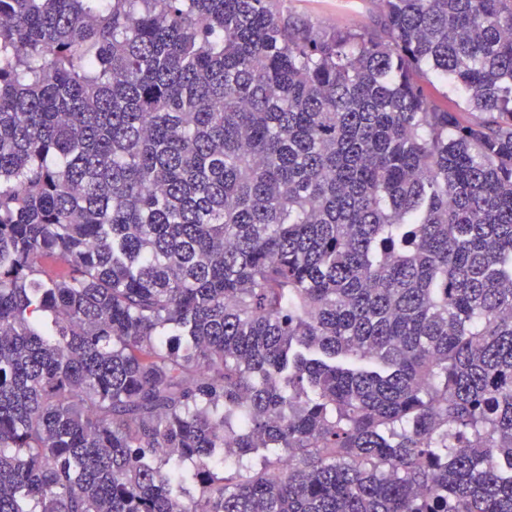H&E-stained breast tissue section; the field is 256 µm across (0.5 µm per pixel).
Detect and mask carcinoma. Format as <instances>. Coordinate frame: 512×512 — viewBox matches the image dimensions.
<instances>
[{
  "instance_id": "obj_1",
  "label": "carcinoma",
  "mask_w": 512,
  "mask_h": 512,
  "mask_svg": "<svg viewBox=\"0 0 512 512\" xmlns=\"http://www.w3.org/2000/svg\"><path fill=\"white\" fill-rule=\"evenodd\" d=\"M98 2L0 0V512H512V0ZM285 14L320 28L344 25L371 30L382 14L381 0H283Z\"/></svg>"
}]
</instances>
